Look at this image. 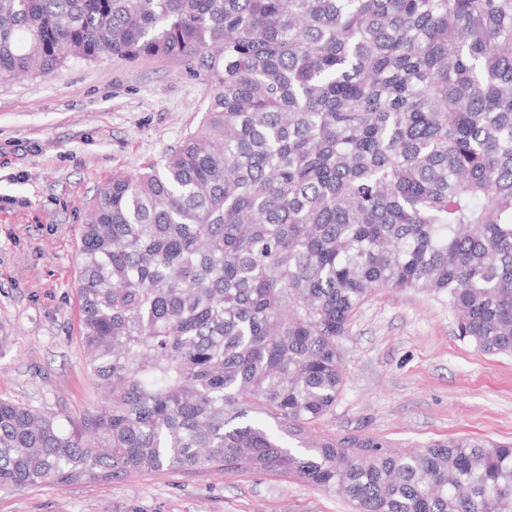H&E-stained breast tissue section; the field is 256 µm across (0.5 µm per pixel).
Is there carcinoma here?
I'll list each match as a JSON object with an SVG mask.
<instances>
[{"label": "carcinoma", "instance_id": "carcinoma-1", "mask_svg": "<svg viewBox=\"0 0 512 512\" xmlns=\"http://www.w3.org/2000/svg\"><path fill=\"white\" fill-rule=\"evenodd\" d=\"M103 57L178 58L213 95L89 208L103 401L64 422L0 399V486L215 468L356 512H512V443L324 428L380 289L445 295L456 336L512 354V0H0L1 83Z\"/></svg>", "mask_w": 512, "mask_h": 512}]
</instances>
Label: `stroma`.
Here are the masks:
<instances>
[{
  "instance_id": "35a3bbf8",
  "label": "stroma",
  "mask_w": 512,
  "mask_h": 512,
  "mask_svg": "<svg viewBox=\"0 0 512 512\" xmlns=\"http://www.w3.org/2000/svg\"><path fill=\"white\" fill-rule=\"evenodd\" d=\"M212 89L175 58L109 57L0 83V399L77 418L102 391L78 342L79 235L113 174L193 132ZM344 384L325 428L395 449L457 437L512 443V355L455 334L447 298L381 289L340 342ZM0 512H354L295 477L158 472L0 487Z\"/></svg>"
}]
</instances>
